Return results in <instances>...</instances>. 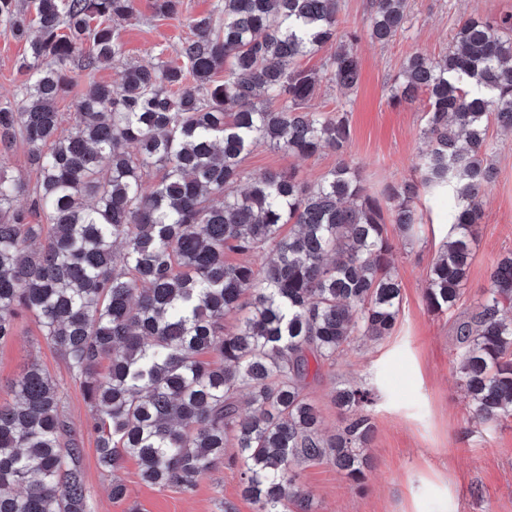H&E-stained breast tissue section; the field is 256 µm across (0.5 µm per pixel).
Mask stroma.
I'll return each instance as SVG.
<instances>
[{"label":"stroma","instance_id":"1","mask_svg":"<svg viewBox=\"0 0 512 512\" xmlns=\"http://www.w3.org/2000/svg\"><path fill=\"white\" fill-rule=\"evenodd\" d=\"M177 11L155 16L152 0H136L135 14L116 21L124 44L123 63L79 72L73 91L60 100L62 132L75 124L76 104L92 84L119 80L123 64H180L176 50L191 31L190 19L211 14L217 0H177ZM512 13V0H407L408 28L386 44L363 37L357 45L362 62L358 86L342 90L330 80L325 61L329 49L301 59L302 67L321 80L309 102L314 111L347 113L348 154L375 192L412 178L416 157L425 147L421 105L392 106L389 89L406 57L421 51L432 57L447 53L457 25L472 16L496 18ZM25 42L0 34V104L17 103L26 79L21 68ZM497 150L490 161L497 177L485 190L483 219L462 295L451 310L434 312L423 300L426 273L448 236V201L421 193L426 224L413 237L396 225L387 234L394 244V265L401 280V308L391 336L361 339L345 347L335 360L309 375L305 388L317 407L324 435L341 430L345 421L333 395L338 386L355 382L374 397L375 432L364 453L370 459L363 491L327 462L300 463L295 470L311 495V512H512V420L487 423L475 419L460 379L457 322L475 310L489 286L490 268L512 252V132L490 126ZM335 151L312 157L291 155L267 144L254 146L242 168L245 176L294 170L308 184L320 182L335 167ZM0 166L7 175L22 177L29 190L16 207L32 224L46 223L34 211L38 175L23 141L0 147ZM39 361L57 383L65 414L84 453L81 467L90 512H255L241 494L237 468L221 464L199 477L194 489L159 487L142 481L136 460H125L117 473L102 470L92 429V407L81 382L43 337L34 317L20 315L13 337L0 342V403L12 400V386L31 361ZM120 479L124 499H113L110 486Z\"/></svg>","mask_w":512,"mask_h":512}]
</instances>
